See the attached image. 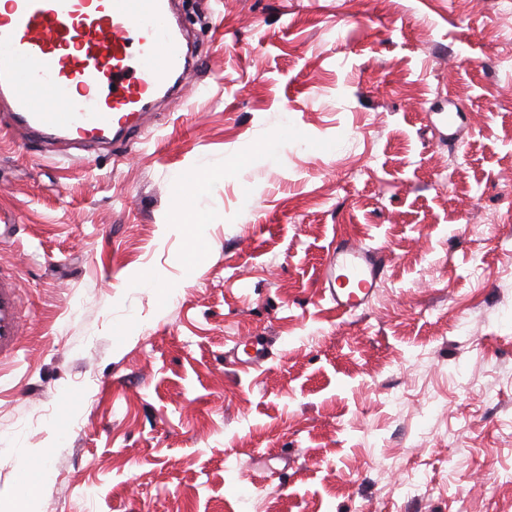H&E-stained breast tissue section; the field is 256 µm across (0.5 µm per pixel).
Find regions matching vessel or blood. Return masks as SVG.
<instances>
[{"label":"vessel or blood","mask_w":512,"mask_h":512,"mask_svg":"<svg viewBox=\"0 0 512 512\" xmlns=\"http://www.w3.org/2000/svg\"><path fill=\"white\" fill-rule=\"evenodd\" d=\"M0 15V103L33 140L82 143L131 127L160 94L185 87L181 43L169 26V0H9ZM386 256L353 239L338 241L322 272L337 310L355 313L382 281ZM24 316L14 278L0 271V359L21 347ZM270 339L234 349L236 364L257 369Z\"/></svg>","instance_id":"obj_1"}]
</instances>
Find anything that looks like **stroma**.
I'll list each match as a JSON object with an SVG mask.
<instances>
[{"label":"stroma","instance_id":"stroma-1","mask_svg":"<svg viewBox=\"0 0 512 512\" xmlns=\"http://www.w3.org/2000/svg\"><path fill=\"white\" fill-rule=\"evenodd\" d=\"M176 14L194 74L126 140L39 144L0 114L25 319L0 512L30 448L37 512H512V0ZM207 171L191 271L174 191ZM346 235L389 254L352 314L322 283ZM250 336L272 345L245 371ZM269 345L268 336H254L236 343L232 351L235 363L244 370L262 367L268 359Z\"/></svg>","mask_w":512,"mask_h":512}]
</instances>
